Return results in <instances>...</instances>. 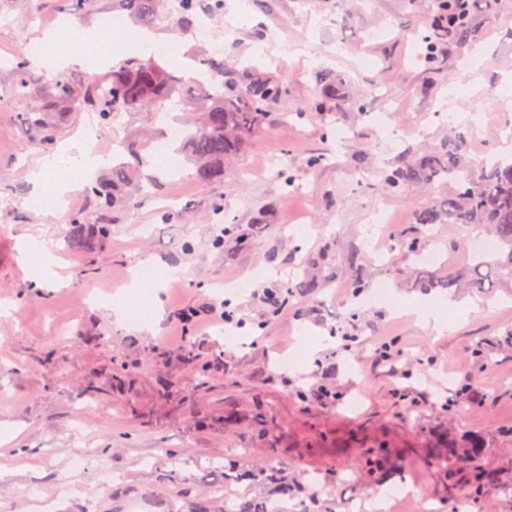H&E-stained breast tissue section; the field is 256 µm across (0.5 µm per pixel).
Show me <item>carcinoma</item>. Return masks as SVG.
<instances>
[{"label": "carcinoma", "instance_id": "obj_1", "mask_svg": "<svg viewBox=\"0 0 512 512\" xmlns=\"http://www.w3.org/2000/svg\"><path fill=\"white\" fill-rule=\"evenodd\" d=\"M223 0H177L175 10L165 14L164 0H112V11L134 25L154 30L176 22L182 28L193 27L205 15L221 11ZM431 15L422 20L423 39L417 62L431 73L442 68L441 47L450 42L465 45L481 37L478 24L469 17L463 0H434ZM193 61L204 65L218 87L205 82L183 83L176 79L166 60L153 54L131 56L105 73L75 80L60 74L49 82L36 79L27 60L13 65L10 95L28 101L31 106L16 115L18 123L35 134L36 144L44 150L55 147L63 129L81 112H94L101 126L108 127L115 117L143 112L165 99H176L186 112L187 136L182 142L184 161L202 183L224 177L225 167L236 160L269 122L270 109L288 96V90L275 75L256 67L236 68L225 52L199 49ZM314 97L288 113L295 120L315 113L323 119L333 117L350 99V86L334 71L322 70L314 75ZM139 144L128 147V155L112 163L104 176L85 188L92 198L94 218L73 213L71 243L88 248L110 236L112 212L131 204L133 189L159 187L155 177L145 170L156 166L151 146L152 134L135 133ZM467 129L454 127L439 144L423 152H407L396 162L379 168L376 175L383 189L402 194L418 186L437 185L442 191L420 207L409 234L397 237L399 248L407 256H416L427 246L426 229L433 224L485 225L499 245L495 256L474 253L461 287L483 293L502 277L512 278V161L492 154L482 163L472 162L467 154ZM321 287L318 279L304 276L284 290L271 292L273 300L286 301L294 296L311 295ZM183 363L206 386L210 365L202 362L195 343L190 342L182 354ZM446 445L435 457L438 469L451 476L464 469L468 483L456 487L448 484V495L460 490L469 500L478 498L485 488L494 486L512 498V481L505 483L489 472L483 463L487 442L481 436L459 440L444 438ZM401 459L379 446L367 453L363 468L376 477L396 467ZM224 468V492L232 500L231 512H270L274 498L293 499L307 488L298 480L288 479L286 467L251 466L243 459L228 458L219 463ZM344 471H332L323 477L322 487L314 500L331 496L332 489L343 479ZM247 484V492L233 487ZM222 498L208 491L191 500L189 512H226L218 506Z\"/></svg>", "mask_w": 512, "mask_h": 512}]
</instances>
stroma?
<instances>
[{
	"instance_id": "35a3bbf8",
	"label": "stroma",
	"mask_w": 512,
	"mask_h": 512,
	"mask_svg": "<svg viewBox=\"0 0 512 512\" xmlns=\"http://www.w3.org/2000/svg\"><path fill=\"white\" fill-rule=\"evenodd\" d=\"M434 0H224L206 32L158 29L182 51L224 45L233 26L235 54L277 73L289 95L279 113L307 101L312 74H343L364 96V111L344 107L333 135L321 121L273 120L231 163L223 179L200 183L188 171L166 175L153 196L120 212L110 237L91 249L74 248L43 210L29 206V168L43 158L32 131L18 124L20 102L9 95L16 57L35 77L48 71L32 47L54 20L94 28L110 24L111 0H95L80 15L62 13L54 0H0V512H32L24 498L37 487L52 512H127L130 500L171 496L172 475L197 488L222 483L213 462L247 450L251 462L287 463L289 470L322 477L345 470L336 512L347 500L394 484L411 492L391 500L389 512H420L430 497L438 512H512V498L487 488L466 508L449 501L447 480L434 466L444 431L480 434L484 464L512 478V281L478 295L463 288H417L426 272L454 276L468 265L475 234L463 224H436L432 243L443 257L423 265L393 246L413 227L414 213L431 193L414 188L392 195L374 167L447 135L433 112L482 121L469 151H485L502 116H512V0H501L495 24L482 22L485 53L476 74L460 72L463 48L446 52L442 72L413 62L418 23ZM326 154L322 166L310 155ZM296 176L284 187L279 159ZM224 207L215 214L214 204ZM391 222L374 230L377 213ZM234 236L215 240L225 224ZM307 224L305 236L294 228ZM45 240L60 257L62 281L35 283L18 241ZM246 245H239V238ZM158 279L129 308H148V325H124L112 309L137 267ZM312 272L316 293L290 299L272 314L263 289L281 288ZM389 280L390 294L361 305L355 277ZM441 309L444 333L424 327L415 304ZM229 309L241 326L225 329L214 312ZM212 315V323L181 331V311ZM212 364L210 387H200L182 362L187 341ZM488 358L477 361L473 353ZM469 399L457 410L445 402L463 380ZM99 393L88 397V386ZM337 401L314 398L318 386ZM309 399H301L300 391ZM266 412V439L253 430L256 408ZM231 410L224 431L207 421ZM387 446L404 460L380 481L360 469L365 449ZM79 449L88 462L72 468Z\"/></svg>"
}]
</instances>
